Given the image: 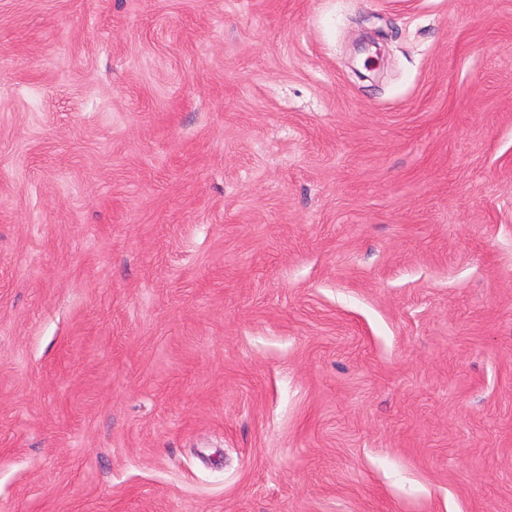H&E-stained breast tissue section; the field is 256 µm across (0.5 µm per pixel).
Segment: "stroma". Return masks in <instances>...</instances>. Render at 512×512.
I'll return each mask as SVG.
<instances>
[{"label": "stroma", "mask_w": 512, "mask_h": 512, "mask_svg": "<svg viewBox=\"0 0 512 512\" xmlns=\"http://www.w3.org/2000/svg\"><path fill=\"white\" fill-rule=\"evenodd\" d=\"M0 512H512V0H0Z\"/></svg>", "instance_id": "35a3bbf8"}]
</instances>
